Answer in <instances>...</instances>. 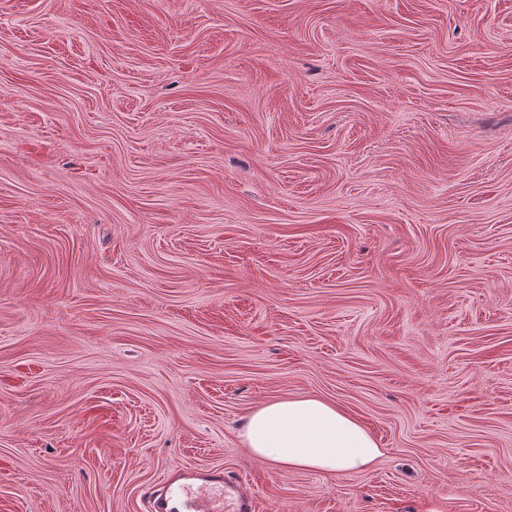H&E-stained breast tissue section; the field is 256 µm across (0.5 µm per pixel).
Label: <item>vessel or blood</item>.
<instances>
[{"label":"vessel or blood","mask_w":512,"mask_h":512,"mask_svg":"<svg viewBox=\"0 0 512 512\" xmlns=\"http://www.w3.org/2000/svg\"><path fill=\"white\" fill-rule=\"evenodd\" d=\"M251 498L239 494L223 472L207 474L200 484H178L168 489L165 512H252Z\"/></svg>","instance_id":"b4317fda"}]
</instances>
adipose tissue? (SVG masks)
I'll list each match as a JSON object with an SVG mask.
<instances>
[{
	"instance_id": "1",
	"label": "adipose tissue",
	"mask_w": 512,
	"mask_h": 512,
	"mask_svg": "<svg viewBox=\"0 0 512 512\" xmlns=\"http://www.w3.org/2000/svg\"><path fill=\"white\" fill-rule=\"evenodd\" d=\"M238 437L244 452L273 467L330 476L366 472L384 454L361 420L317 397L262 403L242 424Z\"/></svg>"
}]
</instances>
